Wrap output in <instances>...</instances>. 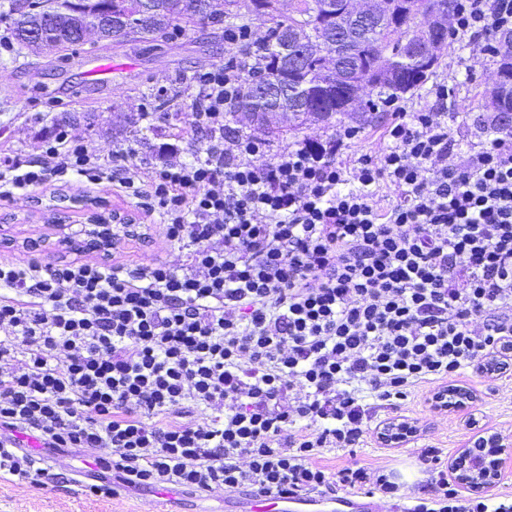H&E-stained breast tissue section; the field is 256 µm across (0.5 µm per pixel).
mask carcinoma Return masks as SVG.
Here are the masks:
<instances>
[{
  "mask_svg": "<svg viewBox=\"0 0 512 512\" xmlns=\"http://www.w3.org/2000/svg\"><path fill=\"white\" fill-rule=\"evenodd\" d=\"M37 7L20 10L19 0L0 3V18L11 17L9 39L19 55L36 48L77 47L100 24L109 0H35ZM153 10L142 9V0H121L112 13V42L137 44L154 39L174 23L222 29L224 24L244 25L250 16L268 14L273 23L254 47L242 50L240 68L247 72L244 89L235 105L258 128H267L280 114L295 125L307 121L331 122L341 112L357 111L360 91L369 86L377 97L407 93L433 77L439 57L421 51L417 33L433 18L446 19L443 37L455 28L454 0H380V14L369 27L336 17V0H292L286 14L272 3L280 0H224L217 9L213 0H191L193 12L180 7L181 0H152ZM135 21L136 36L120 33L121 18ZM42 30L46 42L24 38L28 30ZM304 53L309 63L292 68L291 56ZM499 82L484 108L501 119L512 115V34L498 50ZM273 89L270 98L256 96L255 79Z\"/></svg>",
  "mask_w": 512,
  "mask_h": 512,
  "instance_id": "cac0c4a2",
  "label": "carcinoma"
}]
</instances>
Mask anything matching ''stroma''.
Here are the masks:
<instances>
[{
    "label": "stroma",
    "mask_w": 512,
    "mask_h": 512,
    "mask_svg": "<svg viewBox=\"0 0 512 512\" xmlns=\"http://www.w3.org/2000/svg\"><path fill=\"white\" fill-rule=\"evenodd\" d=\"M491 41L488 35L469 42L452 39L440 49L437 79L451 89L447 100L436 99L429 83L399 97L407 111H430L437 121L447 124L455 140L448 158L452 164L462 163L487 142L483 124L492 115L483 111L482 105L498 80V64L482 48ZM238 55V46L225 43L222 34L185 26L137 45H114L93 35L79 52L54 51L21 62L12 61L10 53L0 52V143L10 144L22 159L34 161L41 155L44 140L60 125L104 162L112 160L118 146H131L133 152L125 163L135 169L154 160L160 145L169 142L175 132L180 140L171 160L190 162L204 155L207 148L192 109L196 92L192 76L227 64ZM101 57L132 63L133 70L90 80L87 73ZM176 87L181 90L179 98L161 106V97ZM388 120L389 114L383 110L377 120L364 124L357 115L348 113L329 124L281 128L266 142L275 155L296 142H320L351 128L355 135L348 140L341 158L350 167L359 158L387 148L383 129ZM91 204L107 213L119 211L138 219L143 216L134 200L120 196L107 182L87 186L74 179L68 183L53 181L37 189L10 190L6 197H0V260L33 256L52 264L76 258L100 261L103 253L99 250L77 254L67 245H40L42 238L54 233L52 226L42 221L46 207L64 208L72 238L81 241L86 237L87 207ZM147 232V240L122 244V258L143 266L161 260L182 269L184 250L167 243L158 226H149ZM457 381L476 395L472 408L479 428L512 439V381L501 382L477 371L466 372ZM432 393L429 384L416 389L400 413L413 421L422 443L442 448L452 459L470 446L476 430L465 425L463 412L434 410L429 403ZM87 459V454L80 452L49 459L47 466L56 478L41 487L13 477L0 478V512H147L151 491L126 490L107 499L92 496L86 486L77 485ZM355 461L394 472L402 482L399 498L375 495L381 512H403L431 484V474L420 468L415 447L407 443L386 448L371 436L360 447L327 451L317 459L319 465L331 470ZM159 508L161 512H244L246 501L238 492L221 497L176 492L160 499Z\"/></svg>",
    "instance_id": "35a3bbf8"
}]
</instances>
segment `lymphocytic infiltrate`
<instances>
[{"label":"lymphocytic infiltrate","instance_id":"f902f5d3","mask_svg":"<svg viewBox=\"0 0 512 512\" xmlns=\"http://www.w3.org/2000/svg\"><path fill=\"white\" fill-rule=\"evenodd\" d=\"M456 13L454 37L512 33V0H456ZM194 81L205 158L138 172L123 148L104 165L62 128L28 164L0 147L14 188L108 180L187 252L179 271L0 261V472L42 485L41 455L70 448L94 451L99 497L394 495L393 474L317 459L380 432L381 412L416 388L491 358L506 378L512 129L450 166L447 125L392 98L380 154L343 165L341 134L267 158L250 133L224 146L241 73L217 65ZM383 181L397 192L385 208ZM417 458L433 484L406 512H512V498L462 496L441 449L421 445Z\"/></svg>","mask_w":512,"mask_h":512}]
</instances>
